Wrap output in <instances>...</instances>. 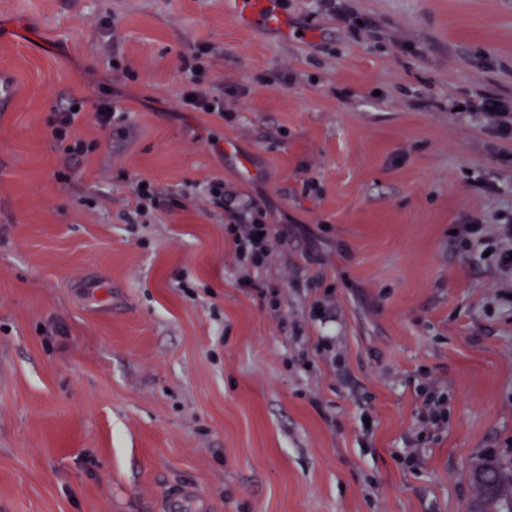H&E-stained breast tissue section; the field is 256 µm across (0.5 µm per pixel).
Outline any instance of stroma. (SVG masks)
<instances>
[{
	"label": "stroma",
	"mask_w": 512,
	"mask_h": 512,
	"mask_svg": "<svg viewBox=\"0 0 512 512\" xmlns=\"http://www.w3.org/2000/svg\"><path fill=\"white\" fill-rule=\"evenodd\" d=\"M273 2L248 28L224 0H0V512H159L185 481L211 512H467L473 464L512 458V299L455 234L512 211V140L450 109L512 99V0H342L359 28ZM196 54L223 116L179 104ZM104 96L125 123L87 117L69 160L53 110ZM248 200L257 267L226 232ZM145 183V188H141V184ZM136 211L141 215H146L149 211L153 210L156 191L155 185L148 179H139L136 182L134 189ZM423 409V421L431 432L443 430L448 425L446 398L438 382L431 380L419 393Z\"/></svg>",
	"instance_id": "35a3bbf8"
}]
</instances>
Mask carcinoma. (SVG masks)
I'll return each mask as SVG.
<instances>
[{
	"label": "carcinoma",
	"mask_w": 512,
	"mask_h": 512,
	"mask_svg": "<svg viewBox=\"0 0 512 512\" xmlns=\"http://www.w3.org/2000/svg\"><path fill=\"white\" fill-rule=\"evenodd\" d=\"M470 512H512V463L486 456L472 467Z\"/></svg>",
	"instance_id": "1"
}]
</instances>
